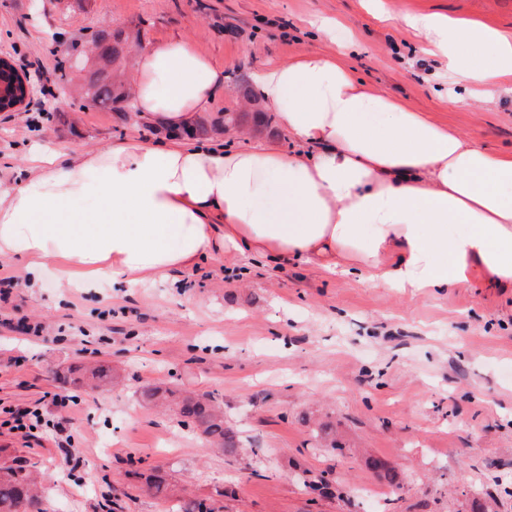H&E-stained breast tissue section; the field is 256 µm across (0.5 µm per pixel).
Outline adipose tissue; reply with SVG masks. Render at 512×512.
<instances>
[{
  "label": "adipose tissue",
  "mask_w": 512,
  "mask_h": 512,
  "mask_svg": "<svg viewBox=\"0 0 512 512\" xmlns=\"http://www.w3.org/2000/svg\"><path fill=\"white\" fill-rule=\"evenodd\" d=\"M449 81L485 101L512 94V33L436 13L401 17ZM134 120L193 129L223 70L182 38L132 60ZM254 92L300 145L230 149L205 139L138 138L36 151L0 189V257L23 256L30 284L151 282L233 249L315 264L412 296L512 288V152L466 140L371 89L318 49L257 70Z\"/></svg>",
  "instance_id": "obj_1"
}]
</instances>
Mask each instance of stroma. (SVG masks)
Segmentation results:
<instances>
[{
    "mask_svg": "<svg viewBox=\"0 0 512 512\" xmlns=\"http://www.w3.org/2000/svg\"><path fill=\"white\" fill-rule=\"evenodd\" d=\"M0 0V55L13 59L62 105L36 96L0 112V188L17 182L27 155L68 156L127 137L160 145L174 131L131 113L88 106L87 72L61 74L99 29L130 32L137 47L191 40L224 71L198 134L225 146L297 143L279 119L225 131L246 111L242 81L313 47L355 39L344 63L369 86L402 99L476 145L512 152V96L472 101L448 90L438 59L419 56L400 17L436 12L512 31V0ZM336 19L335 42L308 22ZM25 261L0 258L17 282L0 318L43 328L33 338L0 326V399L28 405L69 391L68 370L110 366L118 382L78 390L64 419L80 450L72 467L52 437L25 441L0 424V463L55 472L47 512H175L180 499H209L218 512H512V291L451 288L409 297L301 263H266L234 251L146 285L60 286L56 264L28 287ZM176 387L218 399L241 441L237 456L208 448L173 413L145 404L144 388ZM336 434V455L316 436ZM382 460L389 485L366 469ZM334 471L320 498L298 478ZM157 471L173 486L155 497L137 480Z\"/></svg>",
    "mask_w": 512,
    "mask_h": 512,
    "instance_id": "35a3bbf8",
    "label": "stroma"
}]
</instances>
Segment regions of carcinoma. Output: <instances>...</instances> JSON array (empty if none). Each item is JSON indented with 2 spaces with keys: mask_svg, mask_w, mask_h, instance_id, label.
Wrapping results in <instances>:
<instances>
[{
  "mask_svg": "<svg viewBox=\"0 0 512 512\" xmlns=\"http://www.w3.org/2000/svg\"><path fill=\"white\" fill-rule=\"evenodd\" d=\"M92 44L98 50L102 67L89 76L86 95L101 107L121 103L123 110L133 109L132 104L126 102L125 72L119 69L109 71V66H121L130 56L132 43L129 42V34L121 29L100 30L94 35ZM110 379L112 371L98 366L82 372L72 382L81 386ZM141 397L150 404L158 400L172 403L182 426L198 431L224 455L238 454L239 443L234 433L224 427V413L215 406L212 398L160 387L143 391ZM365 466L381 474L390 484H397V473L381 460L368 458ZM0 512H46L40 484L29 466L17 462L0 465Z\"/></svg>",
  "mask_w": 512,
  "mask_h": 512,
  "instance_id": "cac0c4a2",
  "label": "carcinoma"
}]
</instances>
